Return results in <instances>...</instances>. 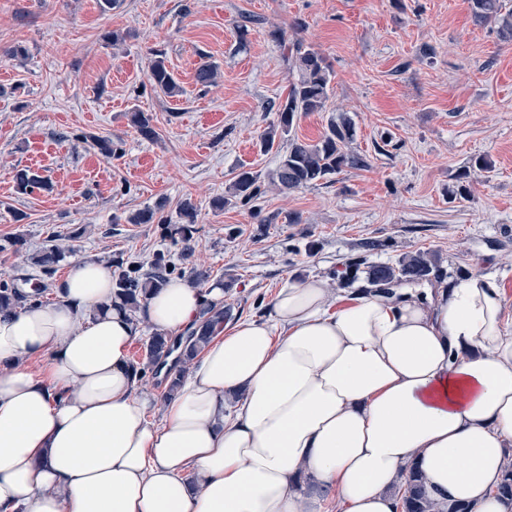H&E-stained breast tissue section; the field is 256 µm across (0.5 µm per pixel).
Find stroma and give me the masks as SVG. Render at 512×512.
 Instances as JSON below:
<instances>
[{"mask_svg":"<svg viewBox=\"0 0 512 512\" xmlns=\"http://www.w3.org/2000/svg\"><path fill=\"white\" fill-rule=\"evenodd\" d=\"M112 30L126 40L107 44ZM277 30L335 75L326 111L299 113L293 136L314 144L349 118L367 167L271 184L279 156L260 140L297 77ZM18 45L25 57L12 56ZM153 48L184 95L151 83ZM206 61L219 76L202 87ZM134 109L155 139L131 124ZM98 136L119 156L99 153ZM23 168L48 188L18 193ZM244 171L258 174L259 199L213 208ZM187 200L188 258L167 232ZM144 208L157 223H127ZM51 242L106 264L146 267L162 253L176 279L209 270L236 321L268 318L294 281L318 277L337 294L353 263L421 252L434 263L424 287L492 276L512 318V43L476 25L468 0H119L107 12L98 0H0V284L55 300L69 261L49 275L30 261Z\"/></svg>","mask_w":512,"mask_h":512,"instance_id":"stroma-1","label":"stroma"}]
</instances>
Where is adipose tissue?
Listing matches in <instances>:
<instances>
[{
  "mask_svg": "<svg viewBox=\"0 0 512 512\" xmlns=\"http://www.w3.org/2000/svg\"><path fill=\"white\" fill-rule=\"evenodd\" d=\"M223 298L173 279L141 316L175 335ZM504 311L485 275L337 306L310 278L269 320L212 337L157 425L112 271L78 259L54 302L0 313V512H320L307 475L341 512H401L411 471L437 501L512 512L497 493L512 445Z\"/></svg>",
  "mask_w": 512,
  "mask_h": 512,
  "instance_id": "ef3b65f1",
  "label": "adipose tissue"
}]
</instances>
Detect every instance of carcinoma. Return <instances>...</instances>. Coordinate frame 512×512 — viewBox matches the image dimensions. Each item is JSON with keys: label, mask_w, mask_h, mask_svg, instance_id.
<instances>
[{"label": "carcinoma", "mask_w": 512, "mask_h": 512, "mask_svg": "<svg viewBox=\"0 0 512 512\" xmlns=\"http://www.w3.org/2000/svg\"><path fill=\"white\" fill-rule=\"evenodd\" d=\"M470 8L475 23L494 26L502 40L512 42V0H470ZM150 54L152 60L149 79L154 87L170 98L184 94V89L168 69L164 52L152 49ZM287 62L290 69L297 71L298 79L291 85L287 98L278 108V127L262 137V145L268 150L273 148L278 139L286 142L272 176V183L282 190H293L323 180L345 167L366 166L364 158L350 149L355 130L347 117L341 118L338 122H331L322 138L315 144L305 143L291 135L297 113L326 110L334 74L324 57L302 42L294 43V53L287 58ZM216 75V65L203 63L195 72V83L208 87L215 83ZM131 122L142 136L148 139L155 137L156 132L150 126V118L144 113H132ZM15 181L17 189L23 194L35 187L46 185V180L42 176L29 169L17 171ZM260 195L258 176L243 171L234 181L230 197L215 199L213 206L222 208L231 197L245 206L257 200ZM180 215L182 223L171 229L170 233L180 237L183 255L189 257L194 250L191 224L195 223L196 209L192 204L186 203L181 208ZM64 257L65 252L52 244L35 258V265L49 272L53 270V265ZM116 264L120 274L115 287L119 289L118 295L124 307L132 310L139 307L152 290L163 286L167 279L170 260L163 253L157 254L152 262L151 271L143 277L135 271L138 267L136 261L120 258ZM432 271V264L420 253L404 257L397 266L372 264L364 268L368 282L387 286L418 282L427 278ZM27 300L28 295L19 288L0 287V311L17 310ZM229 314L230 309L218 308L205 301L198 327L187 336L179 339H173L165 333L150 336L147 344V360L150 365L165 360L175 349L182 348L180 368L173 373L166 395H171L181 386L189 365L215 335L217 329L224 324ZM401 489L405 512H468L462 505L441 504L432 499L419 476L414 473L405 480Z\"/></svg>", "instance_id": "1"}]
</instances>
